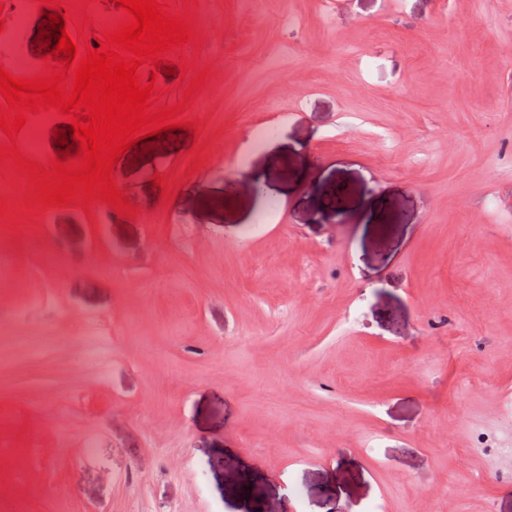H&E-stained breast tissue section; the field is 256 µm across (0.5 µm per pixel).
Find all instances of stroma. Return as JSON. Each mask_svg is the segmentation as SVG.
<instances>
[{
	"label": "stroma",
	"instance_id": "1",
	"mask_svg": "<svg viewBox=\"0 0 512 512\" xmlns=\"http://www.w3.org/2000/svg\"><path fill=\"white\" fill-rule=\"evenodd\" d=\"M241 2L199 0L200 47L141 80L168 106L208 70L194 99L266 102L274 135L206 123L223 155L189 177L165 131L113 170L134 219L0 228V321L55 339L0 349V512H512L487 464L512 433V0Z\"/></svg>",
	"mask_w": 512,
	"mask_h": 512
}]
</instances>
